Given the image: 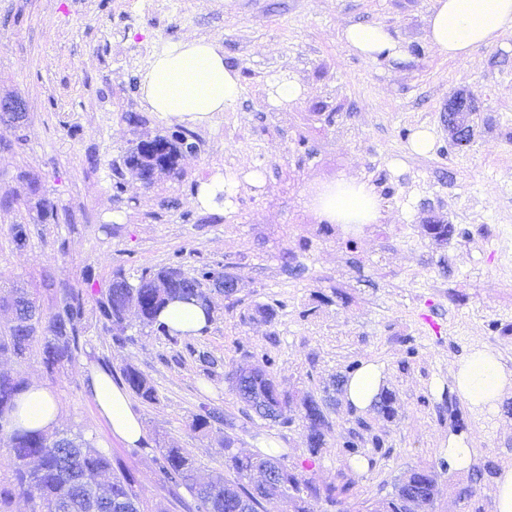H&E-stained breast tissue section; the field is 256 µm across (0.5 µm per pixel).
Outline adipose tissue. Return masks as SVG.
Wrapping results in <instances>:
<instances>
[{"label":"adipose tissue","instance_id":"1","mask_svg":"<svg viewBox=\"0 0 512 512\" xmlns=\"http://www.w3.org/2000/svg\"><path fill=\"white\" fill-rule=\"evenodd\" d=\"M427 32L440 56L467 57L475 48L496 44L512 32V0H436L427 18ZM342 38L365 59L383 57L399 63L406 58L401 44L381 24H350L343 29ZM141 94L150 110L162 117L199 125L236 103L240 79L235 69L225 65L224 51L215 42L186 39L155 56L142 76ZM308 207L330 224H376L382 217L373 186L353 178L327 186L309 198ZM455 378L465 399L485 403L495 397L505 375L496 356L477 349L457 363ZM385 385L382 367L369 362L349 378L345 398L365 411ZM88 391L113 435L137 444L143 435L141 418L131 410L125 391L110 373L92 372ZM60 418L61 407L54 395L34 384L19 399L9 425L49 431Z\"/></svg>","mask_w":512,"mask_h":512}]
</instances>
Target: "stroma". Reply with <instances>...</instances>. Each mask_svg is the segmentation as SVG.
<instances>
[{
  "label": "stroma",
  "mask_w": 512,
  "mask_h": 512,
  "mask_svg": "<svg viewBox=\"0 0 512 512\" xmlns=\"http://www.w3.org/2000/svg\"><path fill=\"white\" fill-rule=\"evenodd\" d=\"M0 0V97L18 96L27 119H0V292L25 289L43 314L67 294L85 315L79 349L47 373L40 352L0 355V370L21 374L58 400L60 429L82 434L136 477L141 512H184L186 489L171 491L151 454L185 448L200 475L224 467V439L245 453L284 454L317 483L355 487L344 503L384 498L408 469L436 465L432 512H462L465 472L438 468L441 443L455 429L439 412L443 388L454 387V364L474 349L499 353L512 371V271L483 225L512 235V32L464 59L441 57L426 37L435 0ZM352 23L388 27L405 62L367 60L342 41ZM187 38L217 40L225 64L240 75V97L210 123L194 127L197 154L182 178L143 187L125 172L132 141L179 130L151 112L141 74L153 57ZM295 78L299 100L269 101L274 77ZM478 100L474 143L448 145L443 113L450 93ZM139 117L129 124L128 115ZM433 129L432 152L408 150V136ZM400 161L393 169L392 161ZM255 169L262 187H238L217 215L193 203L195 189L216 169ZM354 176L373 185L385 218L380 227H324L305 199ZM56 220L41 223L42 202ZM448 221L439 242L424 220ZM24 224L28 241L10 234ZM201 266L238 278L234 299L212 294L213 320L196 336L169 341L102 319L115 272L137 283L142 271ZM274 309L272 320L256 307ZM215 365L205 368L202 355ZM271 360L281 392L293 400L323 399L328 422L318 456L308 451L302 421L283 425L246 416L229 378L237 366ZM375 361L387 374L393 416L361 411L332 382L352 363ZM157 392L154 403L130 396L143 422L142 453L113 436L86 389L91 370L120 381L127 365ZM219 409L224 424L193 429L196 415ZM479 463L512 468V383L490 407L460 401ZM356 433L365 455L373 437L386 454L375 468L342 451ZM473 485V484H470ZM494 479L473 485L492 512Z\"/></svg>",
  "instance_id": "35a3bbf8"
}]
</instances>
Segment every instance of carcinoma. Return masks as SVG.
Segmentation results:
<instances>
[{
  "label": "carcinoma",
  "mask_w": 512,
  "mask_h": 512,
  "mask_svg": "<svg viewBox=\"0 0 512 512\" xmlns=\"http://www.w3.org/2000/svg\"><path fill=\"white\" fill-rule=\"evenodd\" d=\"M194 137L184 131L166 138L161 151L150 148V143L136 141L124 158V165L131 173L142 176L158 171L180 178L176 169L177 158L183 141ZM233 276L231 272H216L206 267L192 273L179 268H168L156 273L142 272L135 285L120 273L112 280L111 288L99 304L101 316L112 323L124 320L126 311L134 306L139 310L140 324L156 327L171 340H177L165 324L158 321V313L167 302L182 298L199 304L205 312L212 310L210 292L205 284L213 285ZM84 316V304L78 297H71L54 313L45 317L35 300L19 308L17 321L0 336V351H9L23 359L35 346H40L43 364L48 372L63 361L70 360L79 348L77 326ZM45 323V335H36L37 327L24 326L29 319ZM122 380L141 400L152 403L156 390L135 367L128 365ZM26 380L10 372H0V447L6 449L3 462L7 476L0 477V512H11L13 501L19 497L31 503L32 512H114L112 502L125 499L134 505L133 512H140V496L135 489L133 474L112 463V457L94 448L80 435L67 432L43 433L35 430L7 429L5 416L15 409L17 398L26 392ZM277 384L264 368H253L241 375V387L236 389L240 400L262 417V405H278L274 396ZM303 421L308 431L310 451L316 453L324 444L323 427L326 416L319 402L311 396L301 401ZM225 467L233 475L227 478L217 472L206 482L195 476V462L183 448H164L156 459L164 483L171 487H185L192 495L194 512H258L261 501L273 497L289 498L294 502V512H314L315 503L325 499L331 505L342 504L340 496L348 493L353 482L319 487L312 480L288 467L285 459L260 458L234 450V439L224 442ZM275 471L278 478L261 485L252 482L256 472ZM107 486L112 501L104 503L94 498L86 478ZM435 496L434 471L430 467L413 468L393 484L385 498L371 504L370 512H425L432 508Z\"/></svg>",
  "instance_id": "cac0c4a2"
}]
</instances>
